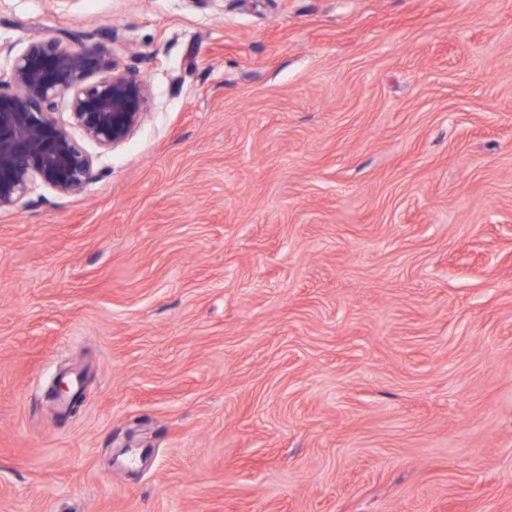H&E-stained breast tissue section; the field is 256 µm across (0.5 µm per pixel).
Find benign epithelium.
Segmentation results:
<instances>
[{
	"instance_id": "benign-epithelium-1",
	"label": "benign epithelium",
	"mask_w": 512,
	"mask_h": 512,
	"mask_svg": "<svg viewBox=\"0 0 512 512\" xmlns=\"http://www.w3.org/2000/svg\"><path fill=\"white\" fill-rule=\"evenodd\" d=\"M69 96L73 125L103 149L125 142L147 114L150 89L108 52L58 37L31 40L14 57L10 80L0 84V210L17 208L38 180L62 195H79L93 176V158L55 116ZM60 372L51 389L70 398Z\"/></svg>"
}]
</instances>
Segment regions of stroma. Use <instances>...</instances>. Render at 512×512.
I'll use <instances>...</instances> for the list:
<instances>
[{
  "mask_svg": "<svg viewBox=\"0 0 512 512\" xmlns=\"http://www.w3.org/2000/svg\"><path fill=\"white\" fill-rule=\"evenodd\" d=\"M45 35L151 101L0 210V512H512V0H0Z\"/></svg>",
  "mask_w": 512,
  "mask_h": 512,
  "instance_id": "obj_1",
  "label": "stroma"
}]
</instances>
